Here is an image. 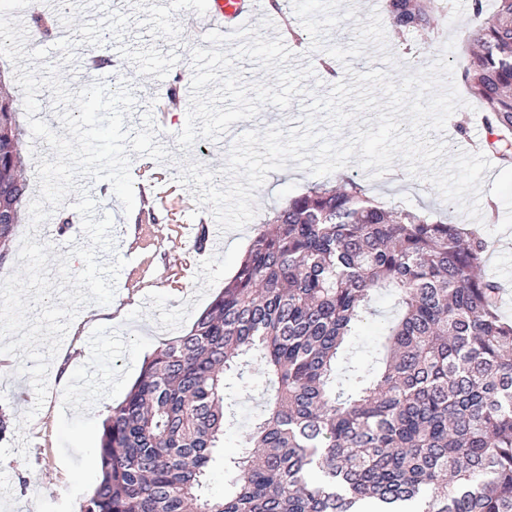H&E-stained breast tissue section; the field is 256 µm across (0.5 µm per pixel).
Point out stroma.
I'll use <instances>...</instances> for the list:
<instances>
[{
	"label": "stroma",
	"mask_w": 512,
	"mask_h": 512,
	"mask_svg": "<svg viewBox=\"0 0 512 512\" xmlns=\"http://www.w3.org/2000/svg\"><path fill=\"white\" fill-rule=\"evenodd\" d=\"M359 18L371 12L383 17L386 45L394 58L385 64L376 47H367L363 56L343 65L321 50H312L311 37L297 19L289 0H257L261 14L272 15L281 25L279 33L288 50L297 57L316 58L313 75L306 85L320 95L345 79L347 70L367 72L385 69L392 77L430 66L440 55L447 39H454L452 79L462 89L461 66L470 54L468 30L474 22L471 0H452L448 15L415 34H399L385 15L387 0H352ZM194 16L157 17L153 0H109L108 11H126L130 27L121 44L123 59L112 70L99 74V81L116 89L128 80L136 93V104L124 122L125 129L137 131L143 116L154 103L146 91L157 84L188 88L193 68L191 51L204 46L206 31L198 13L206 0H191ZM462 112L469 118L466 134L454 125L432 133L442 143L447 156L465 150L469 140L489 139L480 104L470 95L462 97ZM304 103L294 97L288 110L268 105L242 127H229L218 139H197L191 150H178L174 161L164 163L132 154L130 173L135 188L146 187L166 194V202L147 203L136 199L132 213H124L112 191H98V213L114 219L112 238L116 255L126 261L121 270L113 301L107 305L83 307L57 352L60 371H49V387L42 408H35V392L28 376L15 372L18 361L0 356V406L6 407L12 423H19L29 409L34 419L25 426L26 457L11 456L0 465V512H80L86 495L100 473L99 431L109 408L121 401L137 378L144 359L163 343L180 336L208 307L225 281L230 279L258 229L267 224L288 198L302 194L318 182L328 185L350 177L369 196L389 210L408 209L449 223L472 227L473 221L454 203L448 202L425 179L410 175L401 160L382 175L369 177L356 161L334 173L318 178L296 165L269 173L255 192L257 213L242 229L224 232L217 242L198 245L186 236L185 224L210 228L215 218L209 207L199 206L191 188L179 184L176 175L183 158L216 171L224 167L240 129L263 130L271 126L295 127ZM482 203H496L494 220L482 223L491 242L483 271L505 287L501 314L512 320V166L493 161L483 174ZM77 195H69L66 206L55 209L36 232L38 242L53 246L55 253L67 254L85 237L81 218L73 210ZM377 316L365 320L352 336L339 363L340 369L363 368L376 354L388 320L394 315L392 301L379 295ZM235 426L227 428L224 451L233 454L246 432L263 412L273 386L260 364H253L244 381L238 383Z\"/></svg>",
	"instance_id": "obj_1"
}]
</instances>
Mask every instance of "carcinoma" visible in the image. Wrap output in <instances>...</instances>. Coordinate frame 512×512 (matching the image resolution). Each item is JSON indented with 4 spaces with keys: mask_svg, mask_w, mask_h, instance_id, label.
<instances>
[{
    "mask_svg": "<svg viewBox=\"0 0 512 512\" xmlns=\"http://www.w3.org/2000/svg\"><path fill=\"white\" fill-rule=\"evenodd\" d=\"M470 35L468 93L512 163V0ZM394 27L432 0H388ZM11 95H0V251L28 198ZM477 230L374 203L346 178L288 199L210 305L147 357L99 434L82 512H512V323L482 276ZM392 289L372 372L337 385L350 336ZM260 363L276 385L239 454L224 457L230 380ZM216 465L231 488L207 493Z\"/></svg>",
    "mask_w": 512,
    "mask_h": 512,
    "instance_id": "carcinoma-1",
    "label": "carcinoma"
}]
</instances>
